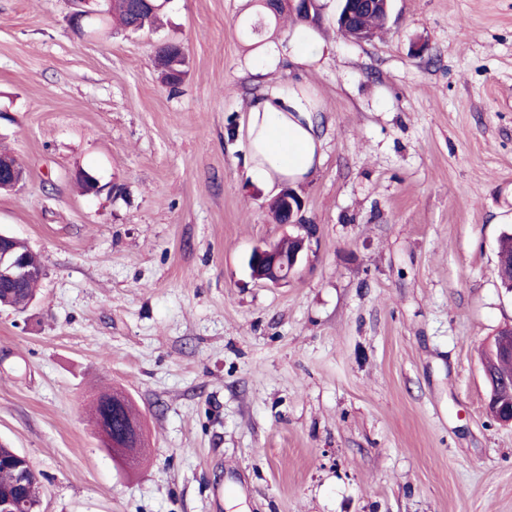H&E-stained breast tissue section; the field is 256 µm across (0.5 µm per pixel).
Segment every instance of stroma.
Masks as SVG:
<instances>
[{
	"instance_id": "35a3bbf8",
	"label": "stroma",
	"mask_w": 512,
	"mask_h": 512,
	"mask_svg": "<svg viewBox=\"0 0 512 512\" xmlns=\"http://www.w3.org/2000/svg\"><path fill=\"white\" fill-rule=\"evenodd\" d=\"M323 2L329 53L261 76L294 20L260 24L256 0H169L158 30L94 38L74 0H0V150L26 169L0 231L45 268L33 306L0 309V440L41 512H512L480 359L512 325V0H392L360 44ZM288 82L321 99L324 161L294 186L317 239L274 286L247 258L289 227L245 141ZM113 387L149 442L135 465L87 419ZM178 44H180V48ZM156 55L164 59L165 66L168 67V72H162L163 83L171 87L179 85L186 75L188 67V59L183 45L166 40L159 45ZM499 278L502 288L512 292V233H503L498 247Z\"/></svg>"
}]
</instances>
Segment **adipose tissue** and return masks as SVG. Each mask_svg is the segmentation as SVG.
<instances>
[{"mask_svg":"<svg viewBox=\"0 0 512 512\" xmlns=\"http://www.w3.org/2000/svg\"><path fill=\"white\" fill-rule=\"evenodd\" d=\"M328 50V44L314 30L297 28L286 40L272 44L255 69L264 74L288 61L309 64ZM320 107L316 93L301 84L268 86L249 109V176L269 184L307 180L323 162L322 143L312 121L313 112Z\"/></svg>","mask_w":512,"mask_h":512,"instance_id":"obj_1","label":"adipose tissue"}]
</instances>
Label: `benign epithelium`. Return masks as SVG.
<instances>
[{"mask_svg": "<svg viewBox=\"0 0 512 512\" xmlns=\"http://www.w3.org/2000/svg\"><path fill=\"white\" fill-rule=\"evenodd\" d=\"M24 181L25 169L20 162L11 154L0 153V186L16 191ZM283 200V223L299 230L295 235L286 236V239L293 243L292 250L287 251L275 243H268L254 247L247 260L251 278L271 285H280L288 279L315 237L309 225L302 223L303 199L290 190L283 196ZM16 240L15 236L0 233V279L20 281L25 278L43 277V266L32 264L29 257L15 251L12 242Z\"/></svg>", "mask_w": 512, "mask_h": 512, "instance_id": "obj_1", "label": "benign epithelium"}]
</instances>
